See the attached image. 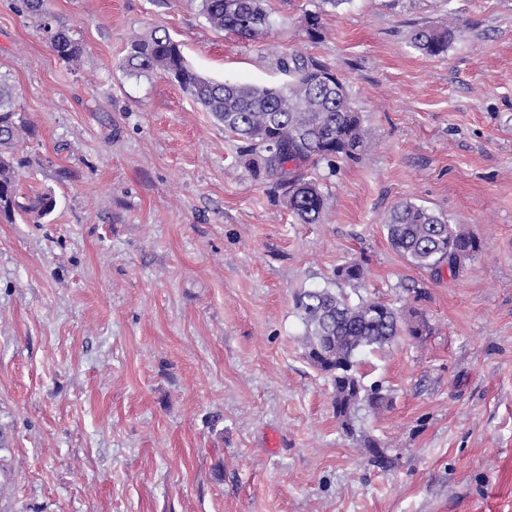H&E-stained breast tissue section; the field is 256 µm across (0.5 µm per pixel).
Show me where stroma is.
Returning <instances> with one entry per match:
<instances>
[{
	"label": "stroma",
	"instance_id": "1",
	"mask_svg": "<svg viewBox=\"0 0 512 512\" xmlns=\"http://www.w3.org/2000/svg\"><path fill=\"white\" fill-rule=\"evenodd\" d=\"M48 9L79 61L0 0V72L34 128L19 187L56 198L41 223L0 221V512H512V0H268L272 28L250 40L199 0ZM158 26L209 78L278 84L297 50L344 79L370 145L307 164L321 223H300L164 73L121 70ZM418 26L464 35L430 58ZM405 200L479 252L455 273L409 264L384 228ZM352 262L351 301L428 332L362 355L388 404L349 435L294 295ZM44 26L47 28V31L51 33L50 42L54 52L59 58L68 61H75L79 58L82 48L79 43L69 35L66 29L58 27L53 30L49 22L46 21H44Z\"/></svg>",
	"mask_w": 512,
	"mask_h": 512
}]
</instances>
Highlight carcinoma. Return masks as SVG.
<instances>
[{
    "instance_id": "1",
    "label": "carcinoma",
    "mask_w": 512,
    "mask_h": 512,
    "mask_svg": "<svg viewBox=\"0 0 512 512\" xmlns=\"http://www.w3.org/2000/svg\"><path fill=\"white\" fill-rule=\"evenodd\" d=\"M267 0H200L209 23L245 39L270 29ZM50 42L63 60L75 61L82 48L69 32L52 28ZM321 14H305L304 32L310 40L321 37ZM456 30L420 27L412 46L420 53L440 57L447 53ZM129 76L156 71L166 74L195 103L221 124L224 131L247 144L244 167L255 177L276 180L289 210L302 224H317L325 208L319 185L299 173L309 161L352 158L365 150L368 130L353 106L343 79L328 66L300 52L279 58L278 67L288 80L257 86L235 81H216L193 70L181 45L164 28L130 44L122 59ZM29 123L15 106V89L0 74V218L12 221L21 211L38 223L56 206L52 192L24 195L16 180L18 170L29 163L16 148ZM392 248L412 265L431 272L447 266L456 271L463 261L479 251L478 241L460 225L432 209L411 201L395 205L385 224ZM364 275L360 265L336 268V279L358 283ZM294 308L304 332L302 344L307 360L329 380L333 406L341 428L354 430L355 413L364 403L382 405V387H366L359 372V356L380 351L401 336L423 335L425 324L407 320L391 304L361 299L353 304L341 290L329 287L303 289L294 297Z\"/></svg>"
}]
</instances>
